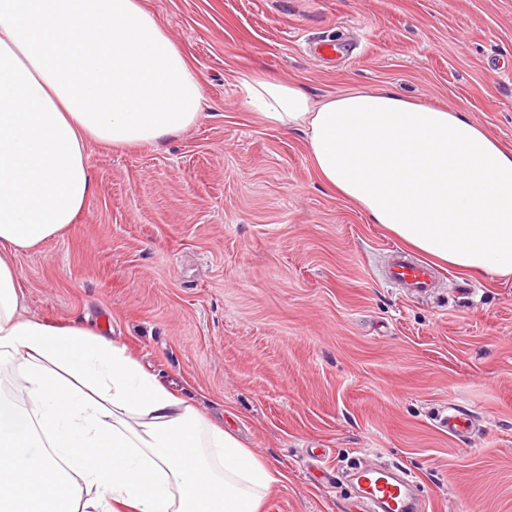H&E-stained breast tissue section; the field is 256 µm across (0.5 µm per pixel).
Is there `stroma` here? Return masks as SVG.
<instances>
[{
    "label": "stroma",
    "mask_w": 512,
    "mask_h": 512,
    "mask_svg": "<svg viewBox=\"0 0 512 512\" xmlns=\"http://www.w3.org/2000/svg\"><path fill=\"white\" fill-rule=\"evenodd\" d=\"M204 92L160 147H89L74 224L16 256L26 317L91 327L284 471L263 512H354L388 461L425 512H512V278L381 276L397 240L323 185L297 131L241 104L252 71L314 100L390 88L512 148V0H143ZM468 412L471 433L436 421Z\"/></svg>",
    "instance_id": "obj_1"
}]
</instances>
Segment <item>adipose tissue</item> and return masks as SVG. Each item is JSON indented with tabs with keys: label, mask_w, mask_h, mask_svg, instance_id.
<instances>
[{
	"label": "adipose tissue",
	"mask_w": 512,
	"mask_h": 512,
	"mask_svg": "<svg viewBox=\"0 0 512 512\" xmlns=\"http://www.w3.org/2000/svg\"><path fill=\"white\" fill-rule=\"evenodd\" d=\"M198 74L141 0H0V512H260L284 472L91 328L23 317L15 256L94 191L89 144L157 147L193 126ZM241 99L304 133L320 180L401 243L512 277V151L396 91L313 101L255 72Z\"/></svg>",
	"instance_id": "obj_1"
}]
</instances>
